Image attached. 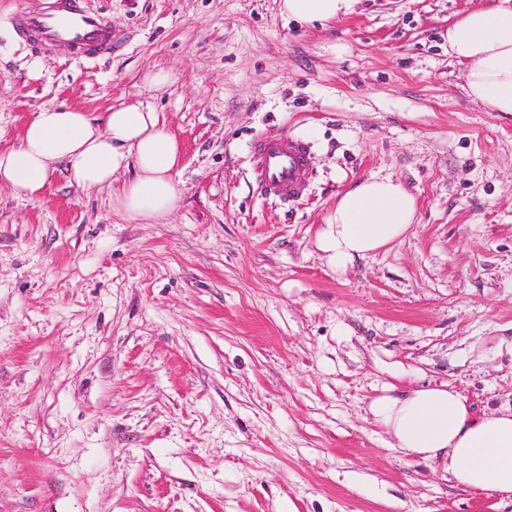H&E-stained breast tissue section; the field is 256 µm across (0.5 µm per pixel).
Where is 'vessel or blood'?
<instances>
[{"mask_svg":"<svg viewBox=\"0 0 512 512\" xmlns=\"http://www.w3.org/2000/svg\"><path fill=\"white\" fill-rule=\"evenodd\" d=\"M18 36L38 51L68 45L76 58H95L112 51L105 19L86 0H37L13 15ZM308 146L301 141L265 139L252 145L254 172L266 193L294 201L305 191Z\"/></svg>","mask_w":512,"mask_h":512,"instance_id":"vessel-or-blood-1","label":"vessel or blood"}]
</instances>
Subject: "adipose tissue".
I'll return each mask as SVG.
<instances>
[{"instance_id":"obj_1","label":"adipose tissue","mask_w":512,"mask_h":512,"mask_svg":"<svg viewBox=\"0 0 512 512\" xmlns=\"http://www.w3.org/2000/svg\"><path fill=\"white\" fill-rule=\"evenodd\" d=\"M286 20L323 26L353 12L356 0H280ZM448 52L465 66L468 95L488 111L512 114V0L473 8L448 27ZM180 145L158 112L121 105L93 117L69 107L31 114L18 147L0 150V184L35 196L62 170L85 190L124 177L114 197L134 218L165 217L177 205L174 172ZM416 199L400 182L371 177L339 196L316 234V246L336 274L355 259L399 240L413 224ZM395 448L440 461L460 486L512 498V407L481 416L447 384L405 391L383 384L369 404Z\"/></svg>"}]
</instances>
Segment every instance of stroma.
Instances as JSON below:
<instances>
[{"label":"stroma","instance_id":"1","mask_svg":"<svg viewBox=\"0 0 512 512\" xmlns=\"http://www.w3.org/2000/svg\"><path fill=\"white\" fill-rule=\"evenodd\" d=\"M35 2L0 0V149L42 107L149 106L179 201L141 224L58 172L0 186V512H512L368 411L385 364L512 406V114L470 100L447 39L484 0H358L324 27L280 0H87L117 37L95 60L18 40ZM285 137L310 144L295 201L251 159ZM369 177L417 219L339 276L315 234Z\"/></svg>","mask_w":512,"mask_h":512}]
</instances>
